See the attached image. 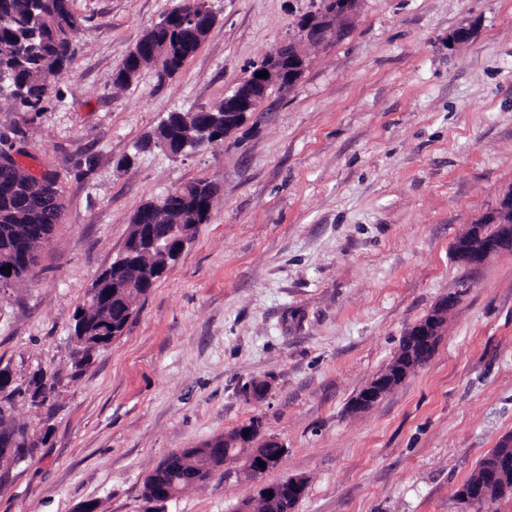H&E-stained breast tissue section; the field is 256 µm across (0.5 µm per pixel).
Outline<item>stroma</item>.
<instances>
[{
    "label": "stroma",
    "mask_w": 512,
    "mask_h": 512,
    "mask_svg": "<svg viewBox=\"0 0 512 512\" xmlns=\"http://www.w3.org/2000/svg\"><path fill=\"white\" fill-rule=\"evenodd\" d=\"M178 0H74L84 23L47 111L0 112L24 165L65 208L33 276L0 288V368L43 371L16 398L36 448L0 464V512H144L168 454L256 419L286 446L258 479L228 464L165 512H238L260 486L307 481L294 512H461L454 493L512 434V253L476 270L451 249L512 188V0H360L220 146L135 150L167 113L223 98L286 43L312 0H210L218 20L172 80L112 72ZM466 41H454L459 30ZM205 180L208 223L89 368L72 316L122 253L137 207ZM458 295L432 357L374 407L359 390L413 324ZM267 382L266 397L245 391Z\"/></svg>",
    "instance_id": "1"
}]
</instances>
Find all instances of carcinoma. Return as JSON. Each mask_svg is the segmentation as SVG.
Segmentation results:
<instances>
[{
    "label": "carcinoma",
    "instance_id": "1",
    "mask_svg": "<svg viewBox=\"0 0 512 512\" xmlns=\"http://www.w3.org/2000/svg\"><path fill=\"white\" fill-rule=\"evenodd\" d=\"M189 6L187 0L165 13L155 26L144 32L111 77L112 86L123 89L138 79L145 69L155 71L158 83L173 78L197 53L217 20L208 18L198 33L185 25ZM81 18L74 12L71 0H0V101L8 102L10 112H45L52 89L47 74L68 66L75 53V35L81 30ZM224 117V100L200 106L187 112H172L160 122L140 146L153 145L177 153L176 144L183 132H200L198 145L215 147L224 142V125L212 126V120ZM218 190L206 181L183 186L181 194L167 200L162 219L151 214L155 201L142 203L133 213L129 237L137 234L138 224H183L189 237L196 235L198 225L208 222ZM64 204L56 177L46 173L42 182L28 178L22 167L0 169V278L18 281L33 274L37 251L47 241L60 220ZM124 273L119 287L107 286L99 300L86 298L76 308L71 329L83 331L98 341L112 338V322L121 325L124 311L135 306L147 294L151 284L145 280L146 268L155 263V256L137 253L123 259ZM11 266V271L2 267ZM0 441L13 443L20 461L31 452L26 430L14 422L1 421ZM501 448H493L480 461L470 477L455 491L462 512H482L484 503L469 496L472 484L480 482L488 490V502L512 498V470L502 475L499 467ZM165 469L154 468L160 482L171 483L203 463L184 453L170 454Z\"/></svg>",
    "mask_w": 512,
    "mask_h": 512
}]
</instances>
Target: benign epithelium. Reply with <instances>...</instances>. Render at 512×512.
Wrapping results in <instances>:
<instances>
[{
  "instance_id": "7a95c632",
  "label": "benign epithelium",
  "mask_w": 512,
  "mask_h": 512,
  "mask_svg": "<svg viewBox=\"0 0 512 512\" xmlns=\"http://www.w3.org/2000/svg\"><path fill=\"white\" fill-rule=\"evenodd\" d=\"M358 3L359 0H324L319 4L307 16L293 40L274 48L253 68L246 80L224 94V129L233 132L244 124L248 114L256 111L257 105L266 98L269 89L295 87L306 67L304 46L319 44L334 36L342 22L355 12ZM261 71L268 72V75L257 77L256 73ZM489 214V222L478 218L468 226L466 236L457 240L452 258L458 265L477 269L491 256L512 251V189L500 195ZM140 229V235L129 243L124 253L133 255L138 250L148 248L166 257H177L189 244L180 224H169L162 231L153 224H143ZM454 303V297L442 298L430 313L407 330L403 336L407 354H395L384 371L356 394L350 404L351 411L362 412L372 408L412 371L430 359L443 332L448 305ZM73 340L75 361L82 367L90 365L96 349L87 347L78 336L73 337ZM257 437L258 433L254 430L239 428L224 435V448L219 453L223 458L221 465L241 463L244 470L253 477L278 467L282 458L267 455L265 448L270 445L281 448L283 444L270 438L257 445ZM260 461L264 462V466L258 465ZM305 490V479L291 476L288 478V490H283L279 485H264L259 490L258 498L266 502L271 512H279L285 500L298 499ZM145 493L150 498L153 512H158L161 505L177 497L180 488L176 485L159 486L150 478Z\"/></svg>"
}]
</instances>
